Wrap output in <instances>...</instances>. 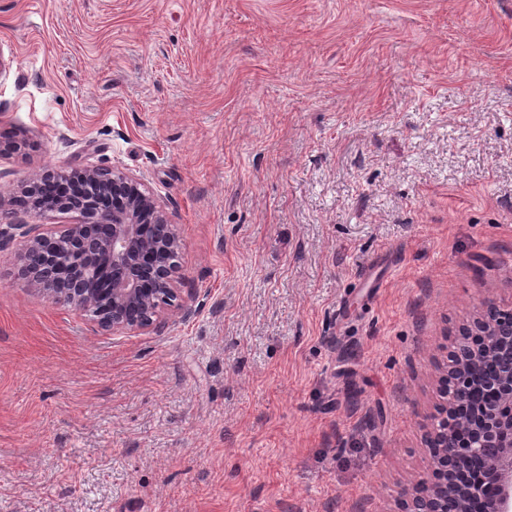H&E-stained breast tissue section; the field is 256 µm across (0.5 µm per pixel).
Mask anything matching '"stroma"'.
Here are the masks:
<instances>
[{"mask_svg": "<svg viewBox=\"0 0 512 512\" xmlns=\"http://www.w3.org/2000/svg\"><path fill=\"white\" fill-rule=\"evenodd\" d=\"M0 192L143 176L181 303L112 335L0 249V512H403L512 306V0H0ZM505 315L512 316V312L500 309L499 305L490 300L486 301L476 318V332L473 334L477 336L475 342L470 344L465 339L467 341L459 347L456 362L449 367L446 365L439 389L438 409L444 410L443 417L446 418L448 410L457 407V403L466 398L467 366L483 356L494 355L504 342H509L512 347V326L504 327L500 323L501 317ZM448 382L454 383L452 390H449Z\"/></svg>", "mask_w": 512, "mask_h": 512, "instance_id": "obj_1", "label": "stroma"}]
</instances>
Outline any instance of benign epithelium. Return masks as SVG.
I'll return each mask as SVG.
<instances>
[{
    "label": "benign epithelium",
    "instance_id": "obj_1",
    "mask_svg": "<svg viewBox=\"0 0 512 512\" xmlns=\"http://www.w3.org/2000/svg\"><path fill=\"white\" fill-rule=\"evenodd\" d=\"M71 174L87 183L83 197L70 202H38L29 212H77L79 223L59 234L47 228L33 236L22 224L11 228L22 230L25 237L20 260L40 250L44 262L53 264L62 276H76L78 285L66 294H57L24 265L22 278L29 287L45 291L105 331L150 329L160 312L178 299L175 284L181 279L177 261L181 240L174 225L140 176L90 168H76ZM52 176V169L31 173L19 181L18 188L32 191L38 180ZM505 315L512 312L490 300L484 303L476 321L475 342H463L456 362L445 367L441 376L439 409L448 411L466 398V369L471 362L495 354L505 342L512 344V326L501 324ZM490 385L502 396V405L476 413L471 440L459 443L439 424L426 431L430 449L427 491H406V512H446L450 497H482L483 482L450 479L448 471L453 467L465 471L469 457L490 445L497 448L490 468L496 494L488 501L486 512H512V361Z\"/></svg>",
    "mask_w": 512,
    "mask_h": 512
}]
</instances>
